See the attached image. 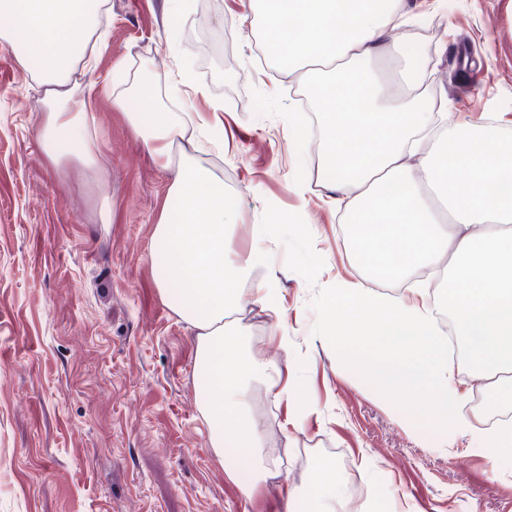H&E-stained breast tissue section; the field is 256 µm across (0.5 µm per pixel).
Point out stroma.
I'll use <instances>...</instances> for the list:
<instances>
[{"instance_id":"35a3bbf8","label":"stroma","mask_w":512,"mask_h":512,"mask_svg":"<svg viewBox=\"0 0 512 512\" xmlns=\"http://www.w3.org/2000/svg\"><path fill=\"white\" fill-rule=\"evenodd\" d=\"M403 10L387 41L422 72L421 99L447 103L443 125L492 115L512 138V0H403ZM240 11L239 0H111L94 66L72 78L91 96L98 161L64 175L38 141L42 91L0 47V512H286L288 487L316 495L324 457L347 487L346 512H512V468L493 478L483 457L439 451L427 406L404 428L386 393L339 371L326 290L369 274L317 166L304 82L258 55L262 24ZM145 72L162 111L187 102L208 116L221 103L224 149L196 160L240 193L239 242L267 211L298 217L274 227L275 293L241 318L269 360H282L275 335L287 329L297 387L318 412L284 438L287 403L254 387L252 423L281 474L250 496L212 453L197 331L163 298L149 259L155 225L176 218L171 175L112 105Z\"/></svg>"}]
</instances>
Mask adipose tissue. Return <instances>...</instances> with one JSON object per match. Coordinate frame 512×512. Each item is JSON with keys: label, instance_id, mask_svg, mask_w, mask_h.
I'll list each match as a JSON object with an SVG mask.
<instances>
[{"label": "adipose tissue", "instance_id": "ef3b65f1", "mask_svg": "<svg viewBox=\"0 0 512 512\" xmlns=\"http://www.w3.org/2000/svg\"><path fill=\"white\" fill-rule=\"evenodd\" d=\"M246 17L260 18L266 50L288 69L312 79L314 109L324 135L318 164L328 187L348 200L347 222L362 263L402 279L421 268L444 267V300L428 284L412 295L382 294L366 282H336L327 291L325 328L335 339L367 344L339 365L365 385L389 393L413 411L427 393L428 416L441 435L468 441L490 475L512 463V420L478 427L469 393L456 377L467 372L488 405L512 384V139L494 120L438 134L433 113L418 108L417 74L393 83L371 65L387 50L401 15L393 0H242ZM110 0H0V46L43 90L39 140L56 170L78 161L92 167L97 147L86 113L70 106L71 78L90 63L110 19ZM358 62L357 72L336 68ZM134 134L161 169L172 172L169 198L178 221L155 226L150 259L156 284L172 310L197 330L195 376L199 411L210 427L217 459L234 455L227 476L245 495L277 476L251 423V391L264 386L287 400L297 418L317 411L279 363L254 353L240 314L273 293L261 273L272 252L269 227L255 225L249 246L233 234L237 202L195 161L186 127L153 104L150 86L135 99L115 97ZM446 308L465 355L448 353L436 315ZM318 490L305 498L288 490V512H336L345 488L336 466L317 462Z\"/></svg>", "mask_w": 512, "mask_h": 512}]
</instances>
